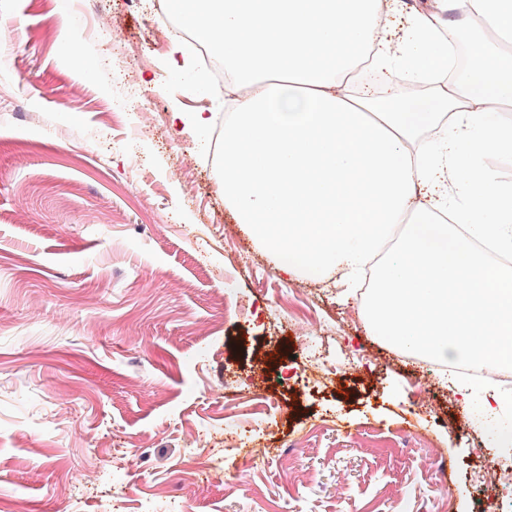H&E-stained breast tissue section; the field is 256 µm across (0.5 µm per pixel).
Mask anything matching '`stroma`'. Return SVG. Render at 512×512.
<instances>
[{"instance_id": "1", "label": "stroma", "mask_w": 512, "mask_h": 512, "mask_svg": "<svg viewBox=\"0 0 512 512\" xmlns=\"http://www.w3.org/2000/svg\"><path fill=\"white\" fill-rule=\"evenodd\" d=\"M98 10L124 26L112 74ZM163 24L147 0H0V83L20 93L0 111V512H512V488L479 477L481 399L426 388L358 294L286 277L237 223L210 153L228 104L167 67ZM146 78L150 130L125 108ZM177 108L210 130L184 133ZM359 354L379 387L349 369ZM259 360L271 381L251 389ZM270 415L273 434L225 447Z\"/></svg>"}]
</instances>
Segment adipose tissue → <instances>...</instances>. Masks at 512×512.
<instances>
[{"label":"adipose tissue","instance_id":"adipose-tissue-1","mask_svg":"<svg viewBox=\"0 0 512 512\" xmlns=\"http://www.w3.org/2000/svg\"><path fill=\"white\" fill-rule=\"evenodd\" d=\"M247 86L224 124V199L278 268L357 287L392 228L365 319L409 356L512 370V0H167ZM493 32L448 78L442 16ZM434 84L400 92L404 79ZM436 127L439 141H422Z\"/></svg>","mask_w":512,"mask_h":512}]
</instances>
